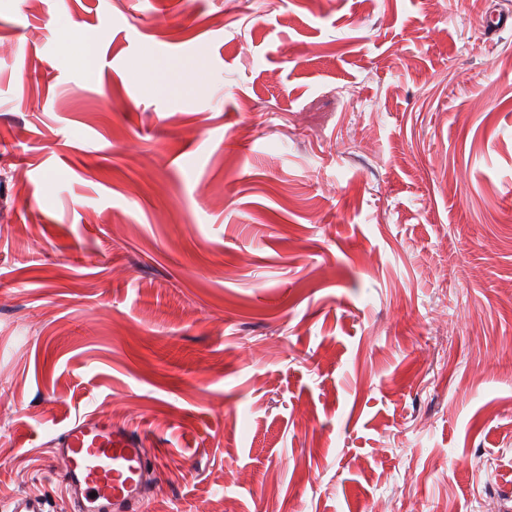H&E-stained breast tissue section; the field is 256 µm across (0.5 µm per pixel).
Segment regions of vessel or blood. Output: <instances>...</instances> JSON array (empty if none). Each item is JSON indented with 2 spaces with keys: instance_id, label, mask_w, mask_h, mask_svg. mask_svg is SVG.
I'll use <instances>...</instances> for the list:
<instances>
[{
  "instance_id": "b4317fda",
  "label": "vessel or blood",
  "mask_w": 512,
  "mask_h": 512,
  "mask_svg": "<svg viewBox=\"0 0 512 512\" xmlns=\"http://www.w3.org/2000/svg\"><path fill=\"white\" fill-rule=\"evenodd\" d=\"M144 444L141 436L104 416L75 422L53 450L61 464L58 481L80 499L82 512H133L147 495L150 459Z\"/></svg>"
}]
</instances>
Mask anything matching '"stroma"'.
Returning <instances> with one entry per match:
<instances>
[{"label": "stroma", "mask_w": 512, "mask_h": 512, "mask_svg": "<svg viewBox=\"0 0 512 512\" xmlns=\"http://www.w3.org/2000/svg\"><path fill=\"white\" fill-rule=\"evenodd\" d=\"M501 10L0 0V512L98 414L144 512H512Z\"/></svg>", "instance_id": "1"}]
</instances>
